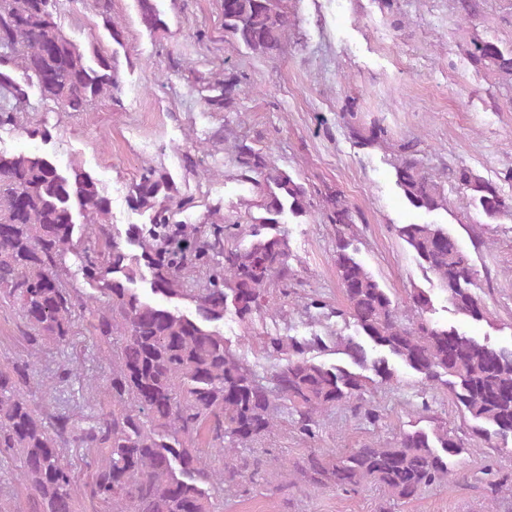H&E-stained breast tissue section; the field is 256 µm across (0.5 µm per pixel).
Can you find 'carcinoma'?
I'll use <instances>...</instances> for the list:
<instances>
[{"label": "carcinoma", "mask_w": 512, "mask_h": 512, "mask_svg": "<svg viewBox=\"0 0 512 512\" xmlns=\"http://www.w3.org/2000/svg\"><path fill=\"white\" fill-rule=\"evenodd\" d=\"M160 0H135L151 32L166 27ZM56 0H0V127L17 124L32 109L27 88L64 112H80L99 96L122 90L117 48L123 31L110 4H100L103 26L116 48L107 53L68 38L57 23ZM288 27L284 0H224V33L258 56L276 54ZM473 61L512 79V50L489 41L468 49ZM20 70L25 82L14 77ZM210 108L236 109L241 80L234 74L208 86ZM344 116L359 145L387 141L378 122L360 127ZM234 162L259 191L246 233L235 245L236 224L216 225L213 241L196 256L219 258L205 285L186 288L183 259L169 252L177 188L166 174L146 169L130 189V207L147 218L125 230L104 223L110 202L98 180L77 166L60 168L40 152L0 151V299L16 307L18 339L26 354L0 363V463L11 464L25 490L22 502H0V512H217L224 487L245 470L259 473L240 451L274 427L273 399L289 406L292 425L313 436L323 412L342 404L362 409L368 387L391 383L395 365L428 386H444L468 423L463 438L434 420L429 429L399 433L383 446L355 448L328 459L312 454L295 463L316 487L353 492L366 483L398 500L417 497L456 474L457 457L470 443L512 435V348H494L430 317L424 291L410 297L414 320L405 324L396 302L359 258L356 214L339 194L325 195L326 217L335 226L336 273L359 336L336 342L346 361L326 364L311 350L320 336L270 337L271 385L241 361L221 332L233 308L246 322L268 308L267 288L288 286L293 274L285 216L308 213L309 191L288 171L274 167L261 149L241 143ZM395 185L415 209L447 208L442 182L423 165L418 143L397 146ZM478 211L489 220L512 219V195L467 168L451 170ZM420 264L434 274L454 310L473 322L487 317L474 292L478 270L446 224L394 226ZM82 283L70 288L67 281ZM147 284L145 293L135 287ZM89 342L108 363L111 377L86 424L81 405L46 407L37 398V359L56 349ZM224 458L217 466L200 444ZM512 475L484 480L489 501Z\"/></svg>", "instance_id": "cac0c4a2"}]
</instances>
